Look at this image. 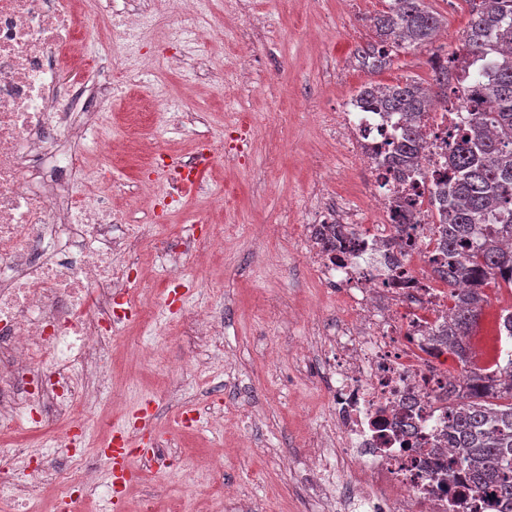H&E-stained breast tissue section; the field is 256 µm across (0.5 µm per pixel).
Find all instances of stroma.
Segmentation results:
<instances>
[{
	"label": "stroma",
	"instance_id": "stroma-1",
	"mask_svg": "<svg viewBox=\"0 0 512 512\" xmlns=\"http://www.w3.org/2000/svg\"><path fill=\"white\" fill-rule=\"evenodd\" d=\"M390 3L228 0L222 37L200 30L224 86L198 79L189 101L204 125L170 129L155 147L187 161L200 135L245 136L238 160L222 157L202 170L224 202L186 197L160 213L128 195L114 203L133 210L154 237L192 231L207 240L214 228L226 229L224 247L175 271L153 248L140 253L135 293L160 302V326L149 333L127 322L97 367L100 389L86 402L80 449L93 479L80 512L111 509L107 465L96 451L102 419L127 423L145 399L173 461L160 470L135 461L128 512H224L228 490L241 494L244 512H323L309 460L322 456L332 468L336 451L320 445L328 387L320 342L344 312L335 288L317 280L299 235L321 210L348 208L359 223H372L375 203L364 167L337 169L336 142L318 115L339 111L368 83L433 86L432 54L458 52L470 21L468 0H425L442 39L399 50L371 70L358 54ZM159 110L145 85L108 100L103 117L122 141L148 133ZM194 311L221 327L218 342H203L186 324Z\"/></svg>",
	"mask_w": 512,
	"mask_h": 512
}]
</instances>
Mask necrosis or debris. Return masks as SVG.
<instances>
[{
  "label": "necrosis or debris",
  "mask_w": 512,
  "mask_h": 512,
  "mask_svg": "<svg viewBox=\"0 0 512 512\" xmlns=\"http://www.w3.org/2000/svg\"><path fill=\"white\" fill-rule=\"evenodd\" d=\"M104 0H0V432L51 425L66 433L80 417L90 375L122 319L115 289L126 287L120 254L140 251L147 231L121 240L127 221L112 197L123 183L108 170L93 196L76 204L73 142L98 144L105 156L122 144L100 137L104 98L140 83L146 41L183 45L215 26L223 0H124L113 14ZM118 80L99 83L80 39L85 26ZM468 114L456 97L429 104L421 119L419 177L398 182L389 162L400 138L399 114L354 97L326 125L345 163L364 166L376 183L379 223L350 224L346 241L317 251L320 280L345 289L349 317L331 345L324 402L334 422L325 444L345 465L337 471L348 508L369 512H496L475 490L448 446V351L436 342L447 322L448 293L430 272L439 259L432 193L452 178L448 140ZM406 235H399L398 225ZM0 462V512H28V489L41 484L72 497L83 488L82 460L51 468L39 455L27 479L12 480Z\"/></svg>",
  "instance_id": "4bbe7bcc"
}]
</instances>
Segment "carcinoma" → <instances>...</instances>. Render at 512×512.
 Returning <instances> with one entry per match:
<instances>
[{
    "instance_id": "cac0c4a2",
    "label": "carcinoma",
    "mask_w": 512,
    "mask_h": 512,
    "mask_svg": "<svg viewBox=\"0 0 512 512\" xmlns=\"http://www.w3.org/2000/svg\"><path fill=\"white\" fill-rule=\"evenodd\" d=\"M376 41L363 50V65L380 69L392 53L422 48L436 37L440 20L424 0H393L375 18ZM462 55L483 62L482 72L459 87L469 118L448 142L455 179L440 183L434 201L442 212L439 240L444 258L435 273L455 299L438 342L462 367L463 384L448 382V447L455 449L474 487L493 491L500 512H512V350L507 362L480 366L470 345L479 325L491 280L512 286V0H479L473 6ZM434 98L448 103V67L434 70ZM385 112H398L404 133L393 147L402 179L418 175L414 161L422 144L417 133L422 111L431 102L414 82L368 84L359 91ZM486 234L474 243L476 230Z\"/></svg>"
}]
</instances>
